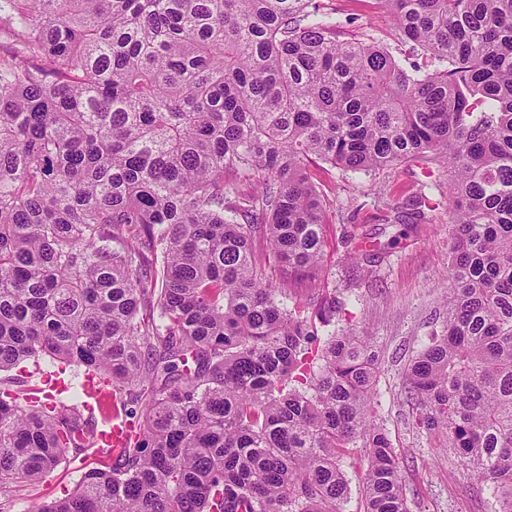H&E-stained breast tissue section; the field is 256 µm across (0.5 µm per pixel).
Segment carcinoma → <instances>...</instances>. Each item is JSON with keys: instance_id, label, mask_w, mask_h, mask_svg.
<instances>
[{"instance_id": "carcinoma-1", "label": "carcinoma", "mask_w": 512, "mask_h": 512, "mask_svg": "<svg viewBox=\"0 0 512 512\" xmlns=\"http://www.w3.org/2000/svg\"><path fill=\"white\" fill-rule=\"evenodd\" d=\"M376 2L424 66L315 0H0V488L100 457L32 512H345L352 448L364 512H410L377 357L320 334L344 302L257 269L262 233L317 288L314 157L453 170L446 317L406 397L512 512V0ZM43 356L110 389L126 447L96 446L87 392L21 387Z\"/></svg>"}]
</instances>
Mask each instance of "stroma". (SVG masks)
<instances>
[{"label": "stroma", "mask_w": 512, "mask_h": 512, "mask_svg": "<svg viewBox=\"0 0 512 512\" xmlns=\"http://www.w3.org/2000/svg\"><path fill=\"white\" fill-rule=\"evenodd\" d=\"M339 25L341 39L373 38L394 47L398 32L375 0H319ZM309 169L325 197V292L345 303L331 329L369 342L380 364L374 416L400 462L410 512H492L491 495L460 459L409 425L405 397L409 360L439 333L442 296L449 285L452 176L437 162H407L372 175L344 172L322 162ZM425 218L397 223L417 196ZM90 453L36 482L14 483L0 493V512H28L64 497L87 470Z\"/></svg>", "instance_id": "stroma-1"}]
</instances>
